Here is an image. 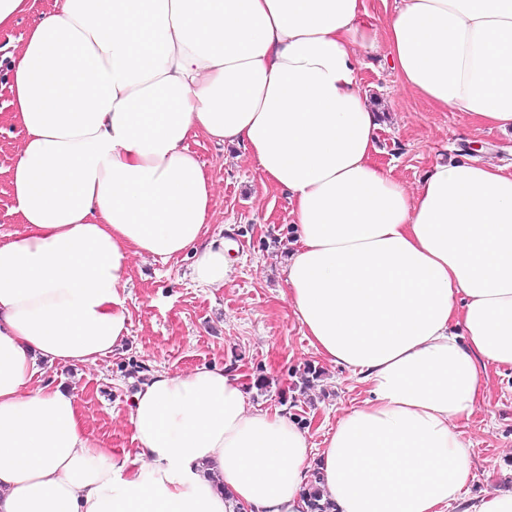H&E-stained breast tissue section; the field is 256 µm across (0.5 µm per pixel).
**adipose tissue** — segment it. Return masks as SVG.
Here are the masks:
<instances>
[{
  "label": "adipose tissue",
  "instance_id": "obj_1",
  "mask_svg": "<svg viewBox=\"0 0 512 512\" xmlns=\"http://www.w3.org/2000/svg\"><path fill=\"white\" fill-rule=\"evenodd\" d=\"M385 43L403 84L443 112L512 129V0H62L9 54L24 128L0 243V512H512L475 479L452 421L482 368L512 367V171L435 164L408 193L375 161L359 53ZM242 146L285 189L287 298L310 344L369 392L321 447L251 405L234 367L156 370L132 397V447L85 427L39 364L91 367L128 333L132 259L193 252L214 186L198 137Z\"/></svg>",
  "mask_w": 512,
  "mask_h": 512
}]
</instances>
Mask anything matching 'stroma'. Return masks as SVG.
I'll use <instances>...</instances> for the list:
<instances>
[{"mask_svg":"<svg viewBox=\"0 0 512 512\" xmlns=\"http://www.w3.org/2000/svg\"><path fill=\"white\" fill-rule=\"evenodd\" d=\"M359 76L371 106L380 112L376 159L408 190H416L435 163L489 159L512 170V132L472 124L442 112L405 87L385 48L361 54ZM12 96L0 68V239L19 229L9 170L25 137L10 118ZM210 175L215 195L208 236L231 245L232 271L221 288H203L191 277L193 257L134 258L126 289L129 333L97 366H40L42 381L75 390L87 430L105 447H131V397L142 373H186L226 362L238 366L252 404L287 405L321 444L344 409L366 390L325 361L295 322L283 296L285 260L295 237L285 190L263 183L256 162L241 147L205 138L191 141ZM320 378L300 389L307 366ZM453 429L468 443L476 469L472 494L512 490V368L488 367L469 418Z\"/></svg>","mask_w":512,"mask_h":512,"instance_id":"stroma-1","label":"stroma"}]
</instances>
